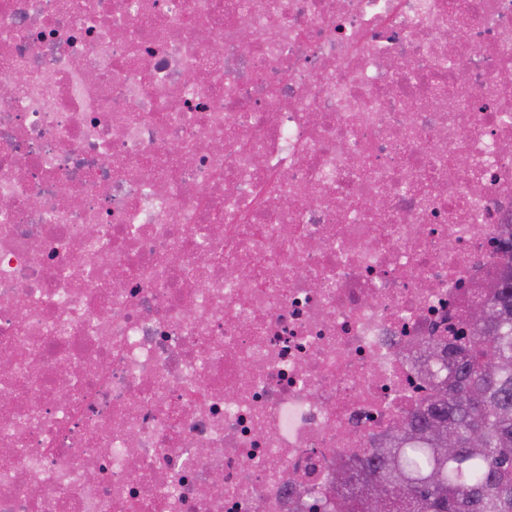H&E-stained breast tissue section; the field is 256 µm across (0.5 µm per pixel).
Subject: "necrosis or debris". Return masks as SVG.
I'll list each match as a JSON object with an SVG mask.
<instances>
[{"label":"necrosis or debris","mask_w":512,"mask_h":512,"mask_svg":"<svg viewBox=\"0 0 512 512\" xmlns=\"http://www.w3.org/2000/svg\"><path fill=\"white\" fill-rule=\"evenodd\" d=\"M511 222L512 0H0V512H331Z\"/></svg>","instance_id":"necrosis-or-debris-1"}]
</instances>
